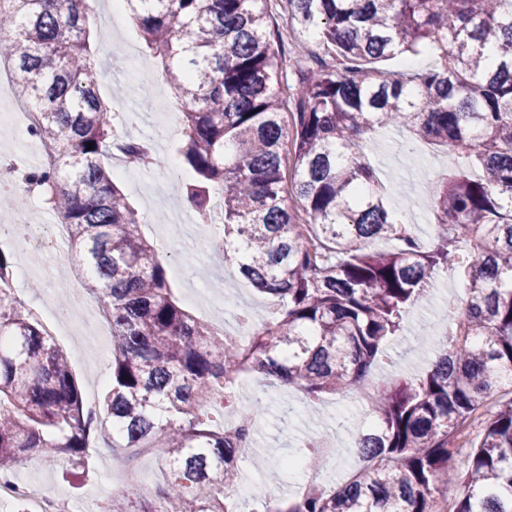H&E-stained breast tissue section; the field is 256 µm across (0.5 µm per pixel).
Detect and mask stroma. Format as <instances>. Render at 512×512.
<instances>
[{"label":"stroma","instance_id":"35a3bbf8","mask_svg":"<svg viewBox=\"0 0 512 512\" xmlns=\"http://www.w3.org/2000/svg\"><path fill=\"white\" fill-rule=\"evenodd\" d=\"M86 28L99 73L98 95L125 113L128 134L147 136L156 134L163 126L180 128L179 100L168 87L159 60L149 59V80L165 106L164 112L144 106V96L137 88L120 98L112 95L113 86L126 81L119 72L124 44L136 48L141 45L131 20L113 18L112 0H94ZM399 138L394 131H374L364 137L361 154L377 168L387 185V198L400 209L403 220L413 221L427 179L450 166L452 160L435 146L419 148L415 157L405 156L398 149ZM179 144L176 136L163 141L161 156L166 163L147 173L120 175L119 161H112L116 170L114 181L135 209L145 213L162 200L178 203V193L190 177L178 161ZM141 230L148 241L167 254L174 295L179 305L198 320L214 326L220 324L218 315L225 311H247L256 320L275 312L274 297L258 295L234 265H226L222 270L207 268L206 259L212 252L208 238H188L177 226L150 220L142 224ZM12 250L15 267L40 269L39 275L30 279L14 277L16 296L37 313L56 341L69 349L85 404H99L105 382L99 377L95 361L110 357L111 328L96 301L86 293L81 276L75 273L73 253L65 247L50 259L22 242L13 244ZM452 296L464 298L462 280L442 278L440 291L433 293L423 307L410 312L405 324L406 338L395 352L393 375L412 376L427 368L431 350L425 334L431 323L440 320ZM223 327L225 334L234 335V324ZM245 384L248 397L262 399L269 406L268 413L257 424L258 442L265 448L268 461L277 462L295 454L302 441L312 438L330 448L338 461L337 467L319 472L314 480L332 487L352 475L356 458L348 428L362 420L364 401L329 397L315 411L297 388L273 383L256 373L247 375ZM110 442L109 433H102L79 476H72V465L64 458L35 456L16 467V480L22 487L50 493L68 503L72 512H104L112 483L126 482L132 473L140 477L138 483L128 487L129 498L134 502L149 497L154 487L164 483L166 469L160 452L130 462L113 451ZM313 479L294 470L284 471L278 490L282 496L292 498Z\"/></svg>","mask_w":512,"mask_h":512}]
</instances>
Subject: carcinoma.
<instances>
[{"instance_id": "1", "label": "carcinoma", "mask_w": 512, "mask_h": 512, "mask_svg": "<svg viewBox=\"0 0 512 512\" xmlns=\"http://www.w3.org/2000/svg\"><path fill=\"white\" fill-rule=\"evenodd\" d=\"M93 2L0 0V56L51 151L33 181L112 321L109 384L91 411L69 353L8 288L12 252L0 248V482L34 455L84 464L109 427L114 448L161 450L169 478L136 507L114 485L105 512H241V453L219 410L237 412L243 435L266 412L258 399L238 407L241 375L286 381L311 403L367 394L384 346L443 272L464 280L466 301L448 302L422 378L373 386L374 420L356 436L371 465L283 498L254 448L266 493L251 512H512V0H125L181 103L186 200L208 224L210 188H223L213 246L278 298L269 321L241 316L244 341L178 305L164 253L102 163L116 131L86 34ZM262 3L320 51L285 65ZM422 52L426 69L376 66ZM389 127L411 134L407 152L424 142L454 159L424 186L435 232L423 244L360 161L363 137ZM479 412L461 468L454 436ZM294 460L319 470L326 454L308 440Z\"/></svg>"}]
</instances>
